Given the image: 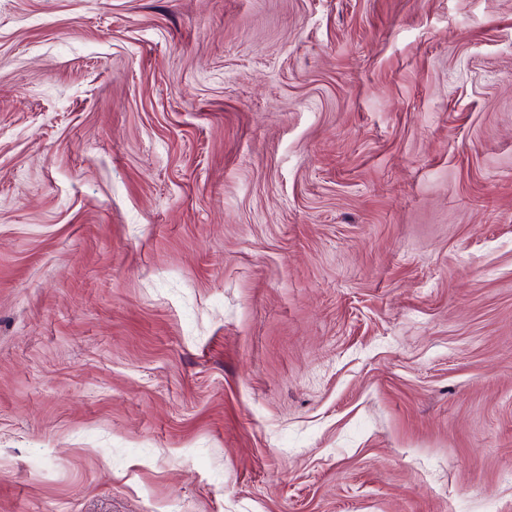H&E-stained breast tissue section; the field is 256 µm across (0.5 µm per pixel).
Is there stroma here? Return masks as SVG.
<instances>
[{
  "mask_svg": "<svg viewBox=\"0 0 512 512\" xmlns=\"http://www.w3.org/2000/svg\"><path fill=\"white\" fill-rule=\"evenodd\" d=\"M0 512H512V0H0Z\"/></svg>",
  "mask_w": 512,
  "mask_h": 512,
  "instance_id": "35a3bbf8",
  "label": "stroma"
}]
</instances>
